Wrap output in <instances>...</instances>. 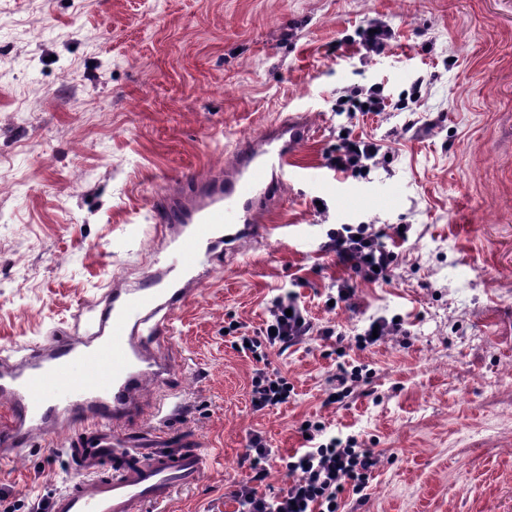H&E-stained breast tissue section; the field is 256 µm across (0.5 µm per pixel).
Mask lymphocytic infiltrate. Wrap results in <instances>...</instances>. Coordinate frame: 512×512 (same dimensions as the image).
I'll list each match as a JSON object with an SVG mask.
<instances>
[{"mask_svg":"<svg viewBox=\"0 0 512 512\" xmlns=\"http://www.w3.org/2000/svg\"><path fill=\"white\" fill-rule=\"evenodd\" d=\"M340 111L348 114L382 112L392 108L405 110L408 99H389L377 87L355 86L345 90L339 99ZM379 145L368 138H347L328 159L331 169L341 173L364 175L376 163ZM329 250L338 260L355 266L372 280L387 278L393 263V253L365 224H345L328 232ZM377 331H364L356 339L332 327H316L307 310L301 306L295 293L277 296L261 336L241 335L235 340L237 349L247 350L256 362H264L265 352L274 347H291L307 337L317 335L330 340L337 355H344L349 342L368 346L374 336H385L395 330V323L378 320ZM292 388L285 378H273L264 369H256L251 380V398L254 408L262 410L287 403ZM308 448L295 452L288 462L291 479L286 488L267 497L257 493V486L267 477L260 462L269 456L270 450L261 437H253L251 447L256 454L250 471L234 498L238 512H340L344 492L361 494L378 463L377 453L362 447L353 436L339 438L328 434L323 422L307 421Z\"/></svg>","mask_w":512,"mask_h":512,"instance_id":"lymphocytic-infiltrate-1","label":"lymphocytic infiltrate"}]
</instances>
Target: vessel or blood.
<instances>
[{
	"mask_svg": "<svg viewBox=\"0 0 512 512\" xmlns=\"http://www.w3.org/2000/svg\"><path fill=\"white\" fill-rule=\"evenodd\" d=\"M312 137L311 127L291 115L240 140L223 168L182 175L151 206L154 223L172 232L171 249L154 273L105 292L95 338L36 342L19 363L0 368L1 456L62 428L96 435L94 447L71 449L78 475L55 496L51 512H164L175 490L199 482V452L145 456L128 436L143 391L172 379L151 344L171 341L175 313L207 278L223 241L266 232L267 205L287 186L290 159Z\"/></svg>",
	"mask_w": 512,
	"mask_h": 512,
	"instance_id": "b4317fda",
	"label": "vessel or blood"
}]
</instances>
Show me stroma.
<instances>
[{
  "label": "stroma",
  "instance_id": "1",
  "mask_svg": "<svg viewBox=\"0 0 512 512\" xmlns=\"http://www.w3.org/2000/svg\"><path fill=\"white\" fill-rule=\"evenodd\" d=\"M373 21L393 35L368 56L356 37ZM374 84L417 104L337 111L346 88ZM295 112L314 136L266 234L214 260L159 349L177 381L165 419L138 424L142 451L185 430L206 459L167 512H236L256 435L272 450L258 491L277 493L307 419L378 452L356 512H512V0H0V364L91 336L109 286L151 272L150 207L172 176ZM346 132L381 146L367 176L328 166ZM339 224L389 238L390 282L325 251ZM341 281L351 296L328 307ZM290 288L350 337L379 317L402 325L341 357L317 336L269 350L294 394L257 410L256 362L225 330L259 335ZM356 366L368 377L326 404ZM70 439L0 459V512H48L75 475Z\"/></svg>",
  "mask_w": 512,
  "mask_h": 512
}]
</instances>
